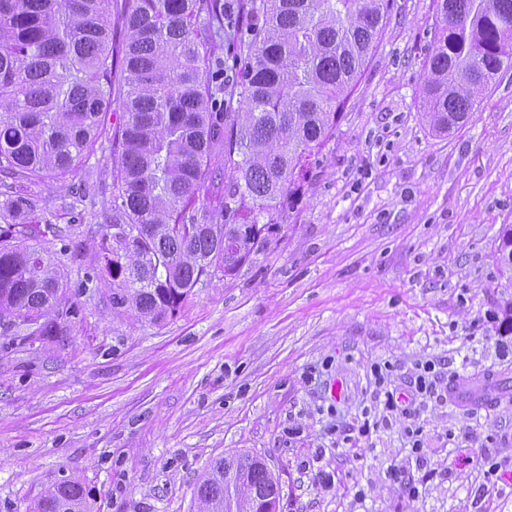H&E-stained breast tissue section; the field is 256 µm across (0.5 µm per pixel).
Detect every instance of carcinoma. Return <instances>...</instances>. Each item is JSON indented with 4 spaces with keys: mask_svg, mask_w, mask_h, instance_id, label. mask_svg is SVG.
Instances as JSON below:
<instances>
[{
    "mask_svg": "<svg viewBox=\"0 0 512 512\" xmlns=\"http://www.w3.org/2000/svg\"><path fill=\"white\" fill-rule=\"evenodd\" d=\"M423 86L433 132L466 124L512 67V0H435ZM394 0H0V209L30 215L32 187L72 174L96 151L107 111L112 223L145 230L112 253V309L172 315L196 283L263 252L295 206L307 157L336 133L382 38ZM223 164L217 177L214 161ZM175 224H197L174 234ZM49 251L25 225L0 224V322L41 318L35 336H64L79 314L63 287L69 236ZM63 304L56 316L50 303ZM240 501L279 502L260 457L213 460L197 488L224 512V476ZM34 512H90L65 481Z\"/></svg>",
    "mask_w": 512,
    "mask_h": 512,
    "instance_id": "obj_1",
    "label": "carcinoma"
}]
</instances>
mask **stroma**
<instances>
[{"mask_svg":"<svg viewBox=\"0 0 512 512\" xmlns=\"http://www.w3.org/2000/svg\"><path fill=\"white\" fill-rule=\"evenodd\" d=\"M435 24L434 0H395L268 249L164 322L113 312L99 251L111 197L71 192L111 183L109 143L39 187L37 240L55 249L52 227L67 230L81 312L62 338L0 335V512H31L66 480L92 512H200L209 462L244 451L278 477V512H512V346L500 341L512 267L498 254L512 225V70L464 126L435 135L422 108ZM88 272L90 296L75 290ZM427 361L438 379L421 396ZM375 363L411 418L384 409ZM367 418L378 426L364 437Z\"/></svg>","mask_w":512,"mask_h":512,"instance_id":"35a3bbf8","label":"stroma"}]
</instances>
